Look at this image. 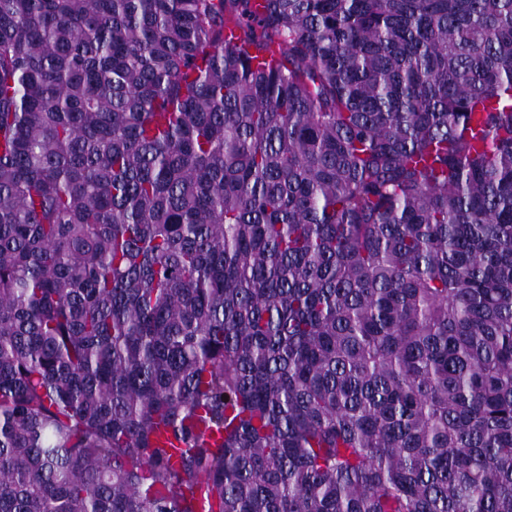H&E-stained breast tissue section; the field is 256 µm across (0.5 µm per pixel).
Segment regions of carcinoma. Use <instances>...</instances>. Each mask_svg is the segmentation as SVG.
Wrapping results in <instances>:
<instances>
[{
    "mask_svg": "<svg viewBox=\"0 0 512 512\" xmlns=\"http://www.w3.org/2000/svg\"><path fill=\"white\" fill-rule=\"evenodd\" d=\"M0 512H512V0H0Z\"/></svg>",
    "mask_w": 512,
    "mask_h": 512,
    "instance_id": "obj_1",
    "label": "carcinoma"
}]
</instances>
